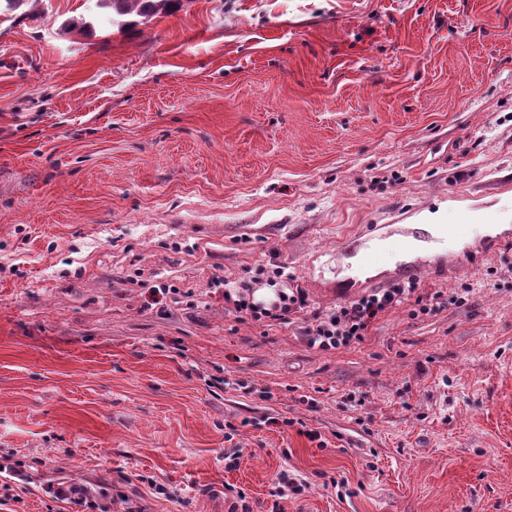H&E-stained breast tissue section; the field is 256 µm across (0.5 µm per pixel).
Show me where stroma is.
<instances>
[{
  "label": "stroma",
  "mask_w": 512,
  "mask_h": 512,
  "mask_svg": "<svg viewBox=\"0 0 512 512\" xmlns=\"http://www.w3.org/2000/svg\"><path fill=\"white\" fill-rule=\"evenodd\" d=\"M84 4L0 18V512H72L69 486L103 512H512V247L422 273L436 313L305 337L368 292L336 289L367 226L512 225V0H182L64 31ZM277 265L290 322L225 304ZM283 469L307 488L277 502Z\"/></svg>",
  "instance_id": "stroma-1"
}]
</instances>
